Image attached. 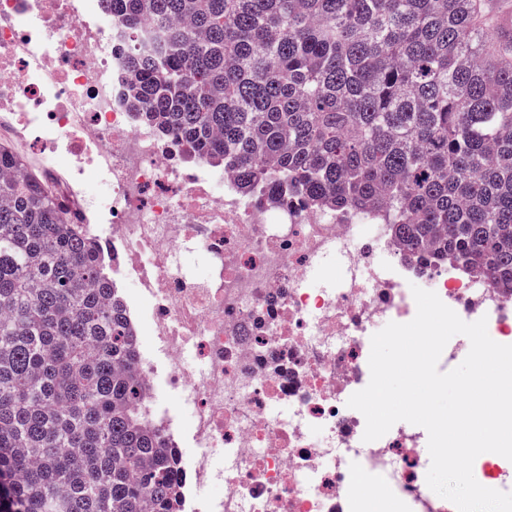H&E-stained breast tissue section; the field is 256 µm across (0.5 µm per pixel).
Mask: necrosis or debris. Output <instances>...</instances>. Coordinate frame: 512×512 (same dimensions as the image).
I'll use <instances>...</instances> for the list:
<instances>
[{
  "label": "necrosis or debris",
  "instance_id": "1",
  "mask_svg": "<svg viewBox=\"0 0 512 512\" xmlns=\"http://www.w3.org/2000/svg\"><path fill=\"white\" fill-rule=\"evenodd\" d=\"M126 47L101 0H0V147L109 257L147 338L149 418L194 447L185 512H357L375 479L394 512H456L426 483V430L364 441L347 401L372 335L415 317L412 286L501 344L512 293L402 258L378 218L249 199L184 164L120 99Z\"/></svg>",
  "mask_w": 512,
  "mask_h": 512
}]
</instances>
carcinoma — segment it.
I'll return each instance as SVG.
<instances>
[{
  "label": "carcinoma",
  "instance_id": "1",
  "mask_svg": "<svg viewBox=\"0 0 512 512\" xmlns=\"http://www.w3.org/2000/svg\"><path fill=\"white\" fill-rule=\"evenodd\" d=\"M126 103L239 192L378 214L512 289V42L477 0H112ZM0 150V512H180L97 242Z\"/></svg>",
  "mask_w": 512,
  "mask_h": 512
}]
</instances>
